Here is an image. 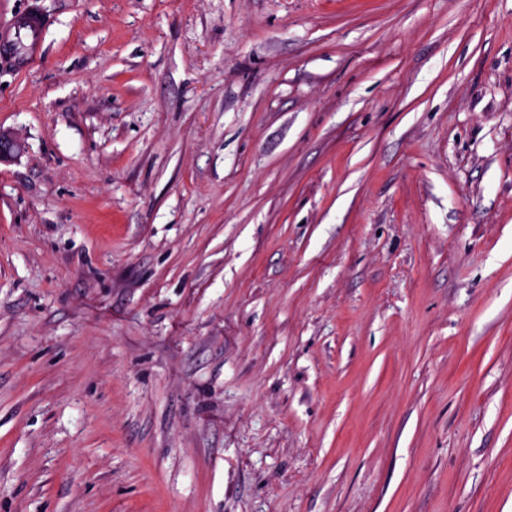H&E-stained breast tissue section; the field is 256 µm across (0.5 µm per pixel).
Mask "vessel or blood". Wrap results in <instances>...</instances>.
Masks as SVG:
<instances>
[{"label":"vessel or blood","instance_id":"b4317fda","mask_svg":"<svg viewBox=\"0 0 512 512\" xmlns=\"http://www.w3.org/2000/svg\"><path fill=\"white\" fill-rule=\"evenodd\" d=\"M53 19L41 8L38 0H28L26 14L0 26V66L25 72L31 59L42 50L46 31Z\"/></svg>","mask_w":512,"mask_h":512}]
</instances>
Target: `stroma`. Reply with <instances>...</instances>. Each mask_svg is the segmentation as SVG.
Wrapping results in <instances>:
<instances>
[{"label":"stroma","instance_id":"35a3bbf8","mask_svg":"<svg viewBox=\"0 0 512 512\" xmlns=\"http://www.w3.org/2000/svg\"><path fill=\"white\" fill-rule=\"evenodd\" d=\"M39 2L0 512H512V0Z\"/></svg>","mask_w":512,"mask_h":512}]
</instances>
